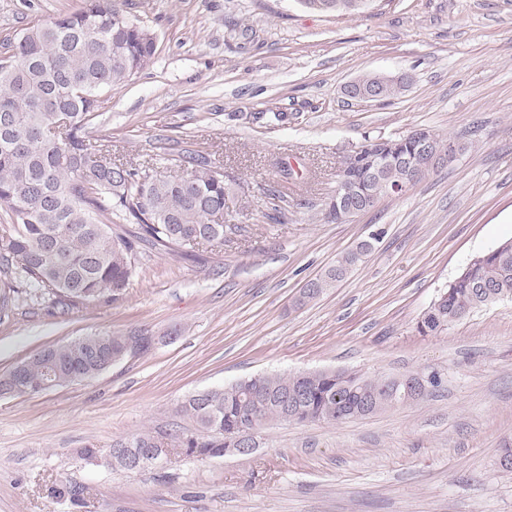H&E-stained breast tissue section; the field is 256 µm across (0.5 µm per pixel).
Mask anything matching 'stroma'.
Listing matches in <instances>:
<instances>
[{
	"label": "stroma",
	"mask_w": 512,
	"mask_h": 512,
	"mask_svg": "<svg viewBox=\"0 0 512 512\" xmlns=\"http://www.w3.org/2000/svg\"><path fill=\"white\" fill-rule=\"evenodd\" d=\"M82 5L0 0V57L5 38ZM127 10L154 31L155 62L99 91L89 138L140 167L207 154L236 191L226 241L187 257L143 253L109 302L64 310L19 295L0 320V376L91 334L176 338L94 379L0 397V512H512V475L499 467L512 448V300L437 335L416 328L474 257L512 238V0H368L351 15L297 0H129ZM372 72L411 82L385 105L344 95ZM418 128L467 149L371 212L325 222L343 157L364 138ZM374 234L361 265L296 305L308 280ZM334 369L422 371L439 384L343 424H264L247 455L176 450L145 470L78 455L187 428L177 408L196 392ZM55 483L83 487L82 506L49 498Z\"/></svg>",
	"instance_id": "35a3bbf8"
}]
</instances>
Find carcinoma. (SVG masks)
<instances>
[{
	"label": "carcinoma",
	"instance_id": "carcinoma-1",
	"mask_svg": "<svg viewBox=\"0 0 512 512\" xmlns=\"http://www.w3.org/2000/svg\"><path fill=\"white\" fill-rule=\"evenodd\" d=\"M128 0H84L82 8L51 21H34L6 39L10 55L0 59V313L17 293L13 282L33 286L37 297L63 308L119 296L136 273L138 254L224 242V212L229 190L216 177L219 167L203 154L175 159L182 172L171 175L118 165L92 144L86 129L101 107L98 91L121 87L147 68L156 54L154 34L123 9ZM363 83L386 102L407 87L404 79L380 73ZM69 127L53 128L60 113ZM418 131L390 138L393 151L383 158L379 177L354 186L368 196L367 209L385 196L384 187L405 185L414 174L402 161L415 156ZM119 224H113V220ZM361 242L341 255L325 273L306 283L296 304L318 298L342 281L374 250ZM512 298V241L478 255L436 297L417 323L422 334H438L473 310ZM123 332H105L53 345L45 359L25 361L18 394H37L47 381L62 386L102 373L92 356L119 354ZM306 394L300 420L346 423L410 401L399 387L357 370L260 374L221 389L199 392L179 405L194 430L157 437L149 431L112 444L106 457L85 446L81 454L107 468L132 469L136 448H183L197 456L224 454L225 435L253 423L279 421L280 402ZM49 495L78 506L82 489L55 485Z\"/></svg>",
	"mask_w": 512,
	"mask_h": 512
}]
</instances>
